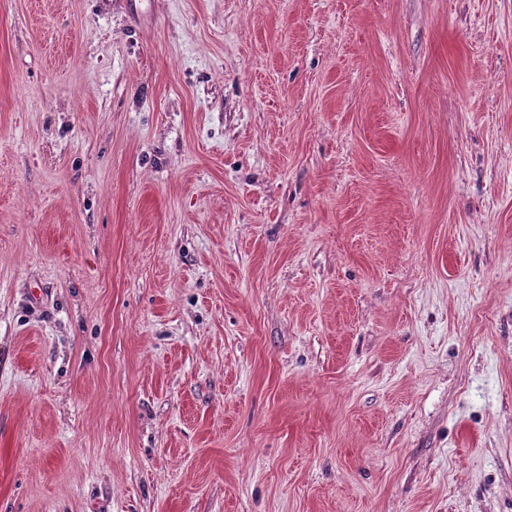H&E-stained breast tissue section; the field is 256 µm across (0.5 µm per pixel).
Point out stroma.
<instances>
[{
  "mask_svg": "<svg viewBox=\"0 0 512 512\" xmlns=\"http://www.w3.org/2000/svg\"><path fill=\"white\" fill-rule=\"evenodd\" d=\"M0 512H512V0H0Z\"/></svg>",
  "mask_w": 512,
  "mask_h": 512,
  "instance_id": "35a3bbf8",
  "label": "stroma"
}]
</instances>
